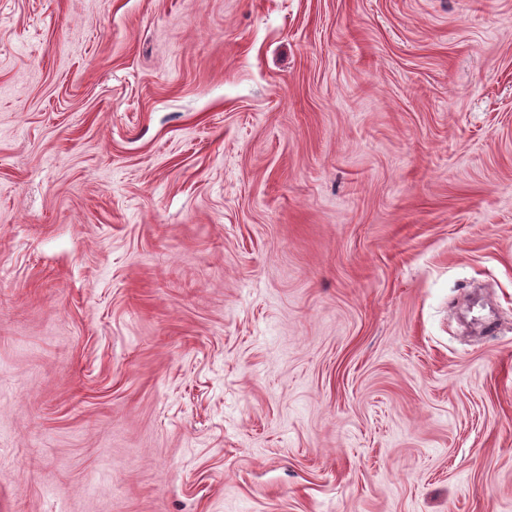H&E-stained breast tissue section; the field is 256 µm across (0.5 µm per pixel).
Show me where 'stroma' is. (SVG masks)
<instances>
[{"label": "stroma", "instance_id": "35a3bbf8", "mask_svg": "<svg viewBox=\"0 0 512 512\" xmlns=\"http://www.w3.org/2000/svg\"><path fill=\"white\" fill-rule=\"evenodd\" d=\"M0 512H512V0H0Z\"/></svg>", "mask_w": 512, "mask_h": 512}]
</instances>
